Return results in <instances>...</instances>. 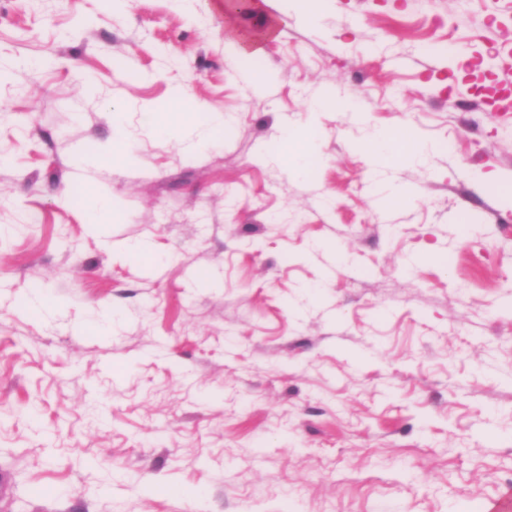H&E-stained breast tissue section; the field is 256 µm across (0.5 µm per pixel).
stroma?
Returning a JSON list of instances; mask_svg holds the SVG:
<instances>
[{
  "instance_id": "1",
  "label": "stroma",
  "mask_w": 512,
  "mask_h": 512,
  "mask_svg": "<svg viewBox=\"0 0 512 512\" xmlns=\"http://www.w3.org/2000/svg\"><path fill=\"white\" fill-rule=\"evenodd\" d=\"M253 6L0 0V512H480L512 488V0ZM175 85L229 119L200 150L143 120ZM366 123L445 148L388 167ZM288 125L308 173L268 157Z\"/></svg>"
}]
</instances>
